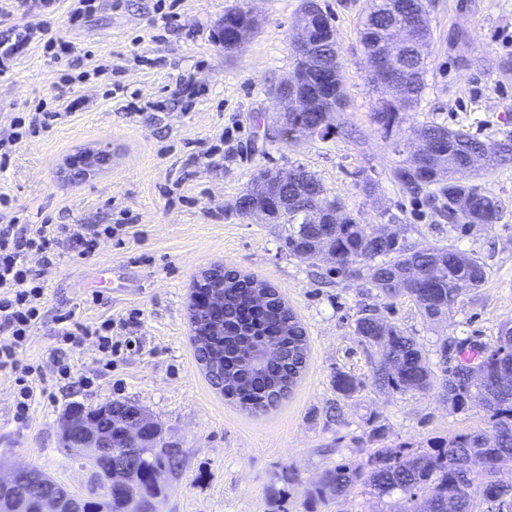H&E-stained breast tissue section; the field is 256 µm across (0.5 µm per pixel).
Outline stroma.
Returning <instances> with one entry per match:
<instances>
[{
  "instance_id": "stroma-1",
  "label": "stroma",
  "mask_w": 512,
  "mask_h": 512,
  "mask_svg": "<svg viewBox=\"0 0 512 512\" xmlns=\"http://www.w3.org/2000/svg\"><path fill=\"white\" fill-rule=\"evenodd\" d=\"M244 3L259 29L225 50L217 27L225 11ZM321 3L336 30L345 105L327 136L297 144L277 136L275 89L294 68L291 42L303 0H180L169 22L157 0H97V10L76 24L62 0L56 34L73 50L71 67L35 47L0 75V129L27 112L55 111L62 100L77 104L69 121L14 146L0 170V194L9 199L0 218L133 225L94 256L64 260L44 274L46 315L23 360H49L59 346L58 314L72 313L85 324L121 319L125 326L112 333L111 368L102 367L92 343L73 349V382L49 380L26 421L15 417L13 378L0 375V456L14 466L37 465L88 496L89 466L61 448L64 417L76 406L132 403L186 453L185 469L169 478L157 512H388L395 495L364 486L345 502L315 494L327 469L362 462L370 425L381 426L388 442L417 451L432 437L485 427L481 409L449 413L431 392L382 394L368 387L341 402L332 376L370 373L353 333L367 305L412 332L430 353L446 336L494 343L501 323L512 320V164L480 180L502 202L500 223L462 238L391 176L410 154L412 129L426 124L462 128L490 145L512 138V0H428L426 87L390 135L373 121L376 96L367 85L369 60L359 34L366 0ZM98 64L115 71L96 75ZM117 82L124 87L118 95L112 92ZM185 83L194 94L182 93ZM130 101L136 111H126ZM98 146L109 147L108 165L87 178L63 174L77 152ZM296 166L360 223L383 225L392 214L418 245L482 256L486 282L433 326L409 298L382 300L336 278L328 263L312 266L289 256L282 225L239 215L235 206L258 169ZM215 265L277 288L306 329L307 366L288 398L268 412L253 414L225 400L197 360L193 284ZM336 402L343 420L331 424L326 412Z\"/></svg>"
}]
</instances>
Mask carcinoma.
<instances>
[{
    "mask_svg": "<svg viewBox=\"0 0 512 512\" xmlns=\"http://www.w3.org/2000/svg\"><path fill=\"white\" fill-rule=\"evenodd\" d=\"M414 13V20L404 24L406 43L430 40L427 0H368L362 18L360 41L375 56L390 50V29L396 14L403 10ZM325 53L336 65V89L344 96V77L337 44L326 45ZM408 69L399 75L397 92L380 98L373 111V121L390 133L400 126L402 115L411 112L421 99L427 73L426 57L406 58ZM336 102L318 100L311 112L288 116L279 125L280 140L293 144L295 125L323 122L322 135L332 128ZM416 136L428 134L448 140V177L427 182L417 180L409 165L401 164L391 171L392 178L404 190L423 196L436 217L448 222V231L470 236L490 231L503 217L498 198L481 185L455 178L466 162L467 152L478 149L483 141L463 129L451 130L441 124H428L415 130ZM273 170H260L238 200V212L245 214L244 200L261 201L255 192L256 182L271 176ZM305 199L321 208L341 207L343 203L327 195L323 185L313 176L301 186ZM466 197V208H456V200ZM274 221L285 227L283 247L290 256L314 266L313 257L303 256L312 247V239L322 234L323 225L303 224L293 210L278 213ZM332 255L330 271L348 281H362L376 290L384 300L402 296L411 298L425 321L448 317L459 298L481 287L488 276L486 262L474 253L443 245L422 248L410 241L405 232L384 238L380 227L361 224L348 215L342 224L330 226L323 238ZM230 280L224 299V335L213 338L214 344L227 353L224 362V398L238 403L252 413H264L277 406L297 382L288 360L276 362L251 373L237 367V360L255 346L275 338L280 345L299 349L301 363L307 361V337L304 327L283 299L263 307L253 305L252 288L269 283L234 271L226 272ZM354 334L371 360V385L378 391L408 393L439 389L448 410L465 412L478 405L485 412L487 425L493 430L488 438L481 429L460 432L448 437H434L428 449L416 453L406 444L389 447L382 443L380 428L372 426L367 437L379 446L369 451L360 465L340 464L328 470L317 487L323 496L346 499L358 484H366L382 495L400 493L398 508L393 512H478V505L467 488L473 475L479 473L487 482L483 501L489 512H512V488L499 485L497 474L512 468V320L500 325L492 344H477L467 339L446 337L436 343V360H431L416 337L405 329L386 322L376 308L365 309L355 319ZM333 386L341 399L356 396L365 382L354 374L338 371ZM113 424L104 429L108 448L89 461L92 475L101 493L83 499V512H125L134 496L148 501L165 493L166 488L153 479L154 472L167 470L174 474L185 465V457L177 445L166 440L162 426L145 409L116 404L111 407ZM85 410L78 406L66 418L73 430L62 436L63 449L74 448L81 438V426L90 415L109 409ZM131 413L144 421L139 442L131 443L122 429V419ZM123 461L134 470L121 484L112 481V466ZM55 480L32 466L17 479L21 498L11 495L6 507L18 512H38L40 499L50 493Z\"/></svg>",
    "mask_w": 512,
    "mask_h": 512,
    "instance_id": "cac0c4a2",
    "label": "carcinoma"
}]
</instances>
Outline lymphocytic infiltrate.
I'll return each mask as SVG.
<instances>
[{"mask_svg": "<svg viewBox=\"0 0 512 512\" xmlns=\"http://www.w3.org/2000/svg\"><path fill=\"white\" fill-rule=\"evenodd\" d=\"M24 12L33 17L32 25L0 38V71L6 62L26 53L39 43L55 60L67 58L69 45L55 32L56 0H19ZM64 112H33L28 122H17L0 132V169L5 168L9 151L25 132L48 130L53 122L64 119ZM112 224H22L18 219L0 225V373L13 375L18 387L17 409L26 413L35 399L34 384L44 381L47 372L68 378L71 367L64 355L51 364L22 362L34 326L45 316L43 273L63 258L85 259L95 254L101 241L115 233ZM57 333L72 348L94 342L103 360L112 358V321L84 325L71 314L57 315Z\"/></svg>", "mask_w": 512, "mask_h": 512, "instance_id": "lymphocytic-infiltrate-1", "label": "lymphocytic infiltrate"}]
</instances>
